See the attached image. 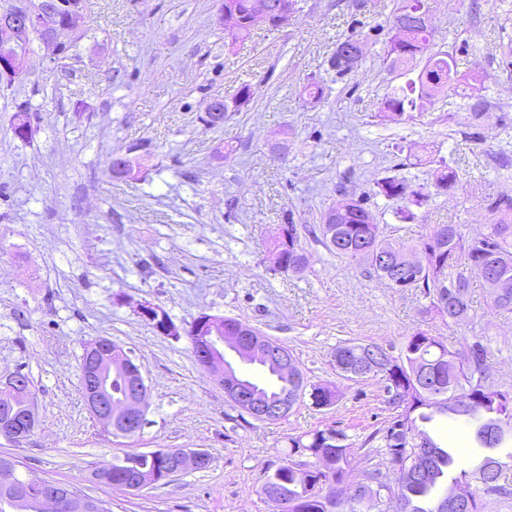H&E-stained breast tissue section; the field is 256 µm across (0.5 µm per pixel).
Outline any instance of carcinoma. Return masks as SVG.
I'll return each mask as SVG.
<instances>
[{
	"instance_id": "1",
	"label": "carcinoma",
	"mask_w": 512,
	"mask_h": 512,
	"mask_svg": "<svg viewBox=\"0 0 512 512\" xmlns=\"http://www.w3.org/2000/svg\"><path fill=\"white\" fill-rule=\"evenodd\" d=\"M428 12L427 0H396L383 52L390 68L415 71L417 75L383 97L376 114L382 124H397L405 120L407 113L422 111L426 101L454 84L461 86L465 97L472 101L474 115L484 111L485 78L459 73L452 53L433 49L432 28L422 19ZM260 15L267 16L270 27L285 24L276 14V0H222L218 23L224 38L233 44L251 36ZM59 25V42L67 52L81 37L84 18L72 15L65 7ZM366 52V44L349 36L337 43L330 59L331 68L340 77L355 72ZM253 98V87L244 84L224 104V112H239ZM30 112V104L22 102L13 116L12 133L21 141L29 139L26 130L32 128ZM425 163L431 166L429 184L412 185L388 176L374 182V194L402 202L396 218L404 224L418 222V209L431 198L429 187L447 192L456 189L460 182L458 171L445 160L430 157ZM486 211L487 224L475 235L464 232L460 224H436L410 243L391 241L376 224L366 199L341 191L336 202L320 213L318 229L310 233H320L319 240L329 253L365 267L369 276L388 287L397 291L421 289L430 299L423 313L434 311L448 324L460 325L471 320V288L476 279L489 288L486 305L490 310L512 313V196L492 198ZM379 251H388L397 258L398 272L389 274L377 264ZM270 263L274 272H303L311 263V255L302 246L298 225L291 215L287 223L275 228ZM504 281L511 284L506 292L497 287ZM385 355L386 349L375 343H344L332 354L336 372L344 377H353V369L381 377L388 395L386 403L393 411L388 425L370 436L379 441L381 465L363 470L355 484L357 503L352 505L340 498L333 503L322 494L323 481L339 485L346 476V435L332 427L289 437L288 459L267 475L261 493L275 489L288 495L294 503L291 512H391L393 499L403 503V512H429L421 506V496L441 483L443 466L457 465L455 454L442 453L445 443L435 426L437 419L446 417L469 430L475 447L491 450L493 454L484 456L482 463L472 470H460L434 512H456L452 496L463 486L473 489L469 512H481L485 495H512L508 478L512 472V394L496 398L484 392L481 379L485 378L487 351L483 343L474 340L452 349L441 337L418 330L405 338L400 357L386 363L381 360ZM244 364L256 365L274 378L268 384L248 376L242 378L245 387L263 399L276 400L286 392L296 401L307 394L319 408L338 401L332 388L307 385L297 366L285 377L263 358L247 359ZM417 448L429 450L428 474L424 480L411 482L403 478L402 471L414 462ZM500 448L511 449V461L504 462L494 454ZM299 452L308 453L312 460H294ZM382 465L395 475L394 481L381 480ZM145 475L155 483L172 478L164 451L125 455L112 463L107 485L122 489L126 482ZM13 512H41L38 489L29 488L23 501L14 504Z\"/></svg>"
}]
</instances>
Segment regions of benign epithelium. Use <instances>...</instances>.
<instances>
[{"instance_id": "7a95c632", "label": "benign epithelium", "mask_w": 512, "mask_h": 512, "mask_svg": "<svg viewBox=\"0 0 512 512\" xmlns=\"http://www.w3.org/2000/svg\"><path fill=\"white\" fill-rule=\"evenodd\" d=\"M56 13L46 8L42 0H25L20 9L0 15V29L6 34L15 32L33 36L57 53L58 40L53 30L57 28ZM0 69L15 79L25 77L28 61L16 51L0 58ZM193 330L191 344L199 365L211 375L214 383L224 391L232 401L257 421H277L288 415L290 400L283 397L275 402H263L251 396L241 385L240 376L232 368L226 354L231 352L236 357L256 351L265 353L286 372L289 359L285 351L260 336L240 335L236 329L224 328V316L207 312L199 313L190 323ZM114 374H125L133 379L126 395L112 398L108 382ZM83 395L93 418L106 430L121 426L120 433L127 437L138 435L145 423L148 407L149 388L145 383L139 367L114 343L112 339L102 336L91 343L84 352L81 368ZM32 386L22 375L13 371L0 377V409H10L19 398H32ZM30 419L25 424L10 423L0 428V438L14 445L25 443L31 436ZM168 458L175 472H184L198 468L207 463L206 451L173 448ZM26 487H36L41 491L40 508L44 512H93L98 503L60 492L56 483L50 480L28 479L23 482Z\"/></svg>"}]
</instances>
